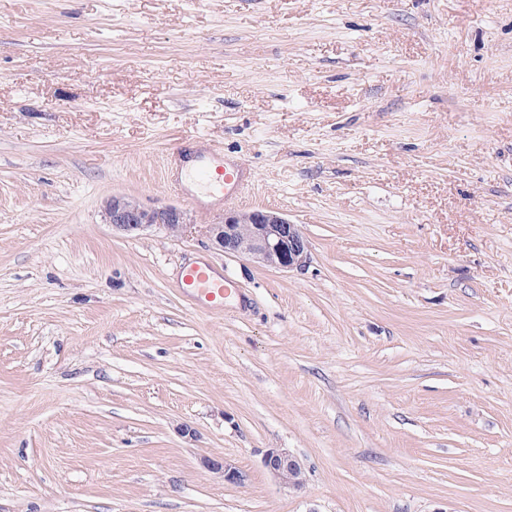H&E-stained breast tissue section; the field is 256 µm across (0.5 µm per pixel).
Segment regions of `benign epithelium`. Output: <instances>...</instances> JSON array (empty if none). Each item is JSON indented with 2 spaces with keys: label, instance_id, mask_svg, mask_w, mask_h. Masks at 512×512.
Masks as SVG:
<instances>
[{
  "label": "benign epithelium",
  "instance_id": "benign-epithelium-1",
  "mask_svg": "<svg viewBox=\"0 0 512 512\" xmlns=\"http://www.w3.org/2000/svg\"><path fill=\"white\" fill-rule=\"evenodd\" d=\"M105 215L113 229L126 233L157 227L177 235L185 227L184 212L176 206L148 209L124 197L108 201ZM209 233L221 251L243 255L263 265L290 271L304 268L310 260L309 241L301 228L274 211L258 209L241 215L226 214L218 223L210 225ZM203 464L222 474L227 483L242 481L238 469L226 460L205 459ZM263 465L288 488L299 489L305 484L301 463L286 451H267Z\"/></svg>",
  "mask_w": 512,
  "mask_h": 512
}]
</instances>
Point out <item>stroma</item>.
<instances>
[{
    "label": "stroma",
    "instance_id": "obj_1",
    "mask_svg": "<svg viewBox=\"0 0 512 512\" xmlns=\"http://www.w3.org/2000/svg\"><path fill=\"white\" fill-rule=\"evenodd\" d=\"M255 208L304 269L212 247ZM0 512H512V0H0ZM220 155L216 150H213L212 154L209 151L200 153L197 155V163L200 166L198 171L207 185L210 196L224 202L225 198L240 192L246 179L239 169L228 170L224 166V158L221 160ZM213 169L215 172L219 169L223 171L218 174V177H214L211 173ZM105 215L112 229L126 233L157 227L177 235L186 226L184 212L176 206L148 209L124 197H113L108 201ZM211 269L197 264L187 267L180 284L181 288L187 289L189 292L199 296V300L207 308L224 306V294L234 288L233 283L214 279L210 272ZM266 470L281 484L299 489L305 484V473L301 463L290 453L271 449L263 457Z\"/></svg>",
    "mask_w": 512,
    "mask_h": 512
}]
</instances>
